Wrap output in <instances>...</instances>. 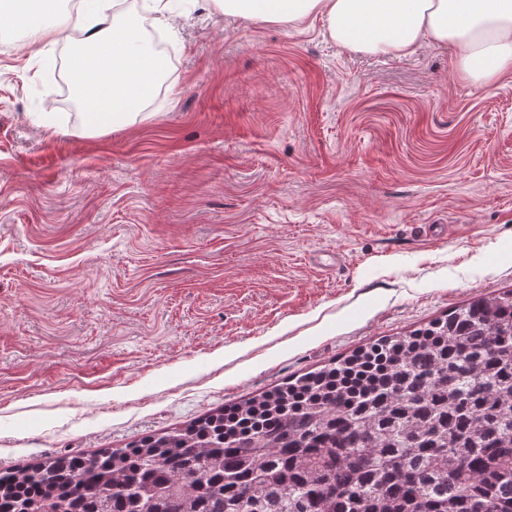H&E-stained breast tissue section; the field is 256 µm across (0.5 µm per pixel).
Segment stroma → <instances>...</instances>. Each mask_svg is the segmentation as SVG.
Here are the masks:
<instances>
[{
    "label": "stroma",
    "mask_w": 512,
    "mask_h": 512,
    "mask_svg": "<svg viewBox=\"0 0 512 512\" xmlns=\"http://www.w3.org/2000/svg\"><path fill=\"white\" fill-rule=\"evenodd\" d=\"M189 10L145 119L94 135L55 78L67 42L40 62L0 29L2 471L173 432L512 289V77Z\"/></svg>",
    "instance_id": "35a3bbf8"
}]
</instances>
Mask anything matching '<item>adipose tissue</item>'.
Instances as JSON below:
<instances>
[{"mask_svg":"<svg viewBox=\"0 0 512 512\" xmlns=\"http://www.w3.org/2000/svg\"><path fill=\"white\" fill-rule=\"evenodd\" d=\"M225 17L296 25L320 19L324 35L346 51L406 58L424 45L452 47L458 71L475 82L512 76V0H215ZM0 23L29 33L30 49L49 55L64 32H77L76 93L90 128H116L142 114L166 70L147 43L143 16L174 32L171 0H76L73 10L51 12L52 0H11Z\"/></svg>","mask_w":512,"mask_h":512,"instance_id":"ef3b65f1","label":"adipose tissue"}]
</instances>
